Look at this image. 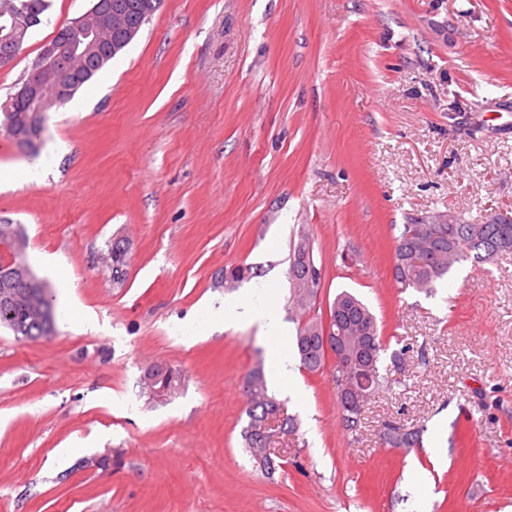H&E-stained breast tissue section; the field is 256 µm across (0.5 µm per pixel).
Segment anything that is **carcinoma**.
I'll return each instance as SVG.
<instances>
[{"instance_id":"1","label":"carcinoma","mask_w":512,"mask_h":512,"mask_svg":"<svg viewBox=\"0 0 512 512\" xmlns=\"http://www.w3.org/2000/svg\"><path fill=\"white\" fill-rule=\"evenodd\" d=\"M162 2L163 0H93L99 16L108 19L112 17L113 11L120 10L126 14L129 24L138 29L161 7ZM18 3L24 6L27 18L34 28L40 25L41 17L46 15L51 6V0H18ZM113 58L114 54L108 44L101 50L92 47L85 52L75 62V67L82 71L75 89H80L90 81ZM0 126L19 147L35 149L42 138L45 122L37 121L32 108L22 101L0 108ZM4 235L15 237L16 263L12 267L0 266V295L22 291L30 287L32 282L40 286L41 293H46L48 286L36 277L27 260L28 240L24 225L0 224V237ZM306 240L307 235H299L298 241L293 245L288 270L292 303L301 316L314 307L319 290L324 287L325 282L323 271L317 278L309 279L308 267L314 260L313 256H308L306 262L299 261V256L308 251ZM423 249L428 250L423 263L416 264L407 259L413 251ZM506 253H512V231L506 236L503 235L500 224L490 221L476 224H417L411 221L402 225L400 234L396 237L393 278L395 284L402 289L428 291L436 282L444 279L460 261L471 257L476 262H485L490 256L497 258ZM109 258L112 265V283L121 286L125 281L127 266V251L121 242L112 243ZM246 276H251V268L246 265L226 268L224 286L234 288ZM338 305L350 308V328L347 335L341 337L339 346L333 349V354L344 357V361L335 362L333 377L345 427L354 431L360 423L362 410L350 409L347 399L369 396L379 385V363L385 343L376 317L361 299L346 290L337 293L329 306L330 318H335L334 312ZM0 326L10 330L21 340L34 342L54 333V317H43L39 309L31 305H0ZM324 327L325 319L321 316L302 319L297 327L294 348L301 366L311 373L323 370L326 364L327 354L321 345ZM358 364L365 368L367 386L363 388L356 384L351 390L342 392V376L350 374L351 368ZM182 383L180 372L170 367L158 366L151 388L155 397L165 400L174 395ZM245 383V412L249 420L266 418L280 408V401L269 392L263 365L253 368ZM242 438L251 455L259 462L264 460L262 448L266 447V442L254 436L248 429L243 431ZM382 440L394 447L409 446L413 442V435L393 428L383 434Z\"/></svg>"}]
</instances>
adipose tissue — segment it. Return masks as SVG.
Listing matches in <instances>:
<instances>
[{"mask_svg":"<svg viewBox=\"0 0 512 512\" xmlns=\"http://www.w3.org/2000/svg\"><path fill=\"white\" fill-rule=\"evenodd\" d=\"M279 289L274 277L264 278L251 288L249 296L225 300L209 298L203 303L215 329L226 331L239 325H258L262 330L285 335L278 303Z\"/></svg>","mask_w":512,"mask_h":512,"instance_id":"adipose-tissue-1","label":"adipose tissue"}]
</instances>
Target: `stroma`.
Masks as SVG:
<instances>
[{
    "label": "stroma",
    "mask_w": 512,
    "mask_h": 512,
    "mask_svg": "<svg viewBox=\"0 0 512 512\" xmlns=\"http://www.w3.org/2000/svg\"><path fill=\"white\" fill-rule=\"evenodd\" d=\"M90 6L52 0L0 68V103ZM40 153L53 174L0 192V222L25 225L37 276L104 330L58 306L48 338L0 329V512H413L417 481L426 512H512V254L428 293L392 276L408 220L512 216V0H164L50 112ZM303 231L326 272L311 316L350 291L387 350L357 430L333 362L276 391L295 428L270 480L243 445V386L283 341L208 334L201 303L237 298L222 275L249 265L275 275L296 331ZM157 364L184 375L165 402L143 388ZM390 424L417 444H383ZM108 255L112 265V283L121 287L125 281L127 251L121 241H117L112 243Z\"/></svg>",
    "instance_id": "stroma-1"
}]
</instances>
